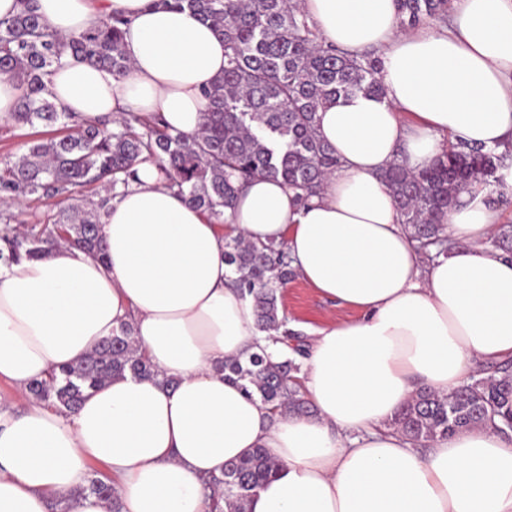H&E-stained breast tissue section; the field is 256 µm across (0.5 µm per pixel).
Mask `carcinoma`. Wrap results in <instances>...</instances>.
<instances>
[{"label":"carcinoma","mask_w":512,"mask_h":512,"mask_svg":"<svg viewBox=\"0 0 512 512\" xmlns=\"http://www.w3.org/2000/svg\"><path fill=\"white\" fill-rule=\"evenodd\" d=\"M0 19V74L19 90L14 112L6 120L14 129L42 126L50 136L27 143V149L6 162L0 172V202L22 196L69 202L57 211L53 230L18 233L8 227L12 216L0 213V256L11 261L38 258L60 243L104 254L100 234L102 212L118 187L136 176V165L147 156L156 160L170 186L186 202L224 223V210L254 177L279 180L308 200L339 165L332 147L316 132L317 112L341 96L383 93L380 61L354 56L316 41L314 27L298 0H162L187 8L224 40V73L204 91L209 101L201 131L188 137L173 132L157 118L126 112L108 129L81 124L61 112L50 99L46 78L72 56L119 77L130 62L124 51L128 20L116 14L78 35L53 31L30 4ZM448 12V0H398L402 26L414 27ZM501 156L493 150L452 145L431 165L412 170L401 162L385 173L401 223L425 248L447 241L445 220L458 195L472 182L498 181ZM96 186L97 200L84 198ZM224 255L237 282L250 294L257 325L281 334L280 341L303 357L299 344L284 329L278 290L292 277L283 246H258L241 238L224 244ZM224 377L256 393L273 410L305 415L310 408L298 396L293 378L300 366L293 359L275 361L265 349L247 361L226 360ZM157 377L134 346L132 330L103 340L78 364L51 369L47 378L31 383L29 394L57 408L73 411L86 391L125 373ZM512 420V375L467 383L448 395L429 390L416 393L394 417V429L414 445L474 427H504ZM278 462L266 448L224 466L210 480L220 490L213 507L246 512L247 501ZM86 491L104 500L113 497L110 483L90 480Z\"/></svg>","instance_id":"carcinoma-1"}]
</instances>
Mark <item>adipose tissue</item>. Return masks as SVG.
Masks as SVG:
<instances>
[{
  "label": "adipose tissue",
  "mask_w": 512,
  "mask_h": 512,
  "mask_svg": "<svg viewBox=\"0 0 512 512\" xmlns=\"http://www.w3.org/2000/svg\"><path fill=\"white\" fill-rule=\"evenodd\" d=\"M61 34L119 14L122 77L69 57L48 78L58 108L96 123L159 114L195 135L204 86L224 71V42L188 9L160 0H35ZM320 41L377 52L383 96L357 93L317 114L339 160L309 201L257 177L223 223L137 165L102 216L105 253L65 244L38 260H0V512H211L208 480L263 447L276 472L247 512H512V437L489 427L428 449L391 428L426 388L441 395L479 368L512 360V254L492 249L502 208L481 183L448 216L446 245L419 250L383 179L394 161L431 164L446 146L512 143V0H451L447 26L401 28L396 0H301ZM284 244L299 280L358 311L309 328L299 373L308 416L272 414L218 365L258 348L253 300L232 285L231 238ZM129 324L159 372L88 391L69 413L28 396L50 367L81 361ZM171 385H163V378ZM105 465L115 502L86 492Z\"/></svg>",
  "instance_id": "ef3b65f1"
}]
</instances>
